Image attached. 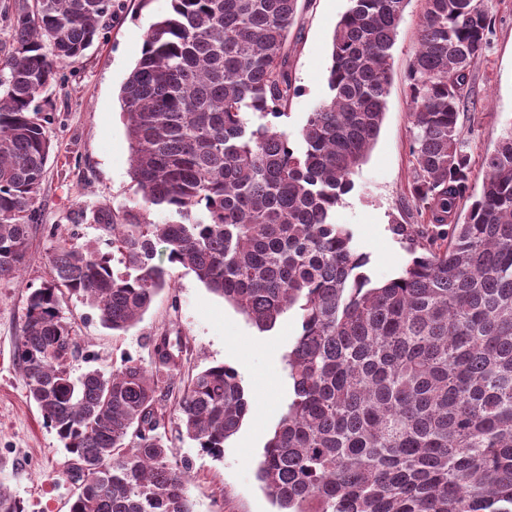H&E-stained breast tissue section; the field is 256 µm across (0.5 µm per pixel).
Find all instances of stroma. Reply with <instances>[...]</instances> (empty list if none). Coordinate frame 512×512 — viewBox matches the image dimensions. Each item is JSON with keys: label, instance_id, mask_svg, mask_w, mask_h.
Masks as SVG:
<instances>
[{"label": "stroma", "instance_id": "35a3bbf8", "mask_svg": "<svg viewBox=\"0 0 512 512\" xmlns=\"http://www.w3.org/2000/svg\"><path fill=\"white\" fill-rule=\"evenodd\" d=\"M349 0H312L299 11L289 35V73L298 92L288 105L289 133H298L308 112L327 94L332 35ZM493 34L485 57L471 71V104L459 124L469 130L473 178L480 161L512 129V0H488ZM424 0H410L392 50V84L380 133L353 176L354 188L336 209V221L365 254L373 283H384L410 261L411 240L425 227L411 196V105L406 75L418 49L415 32ZM171 0H112V18L83 58L61 66L56 83L39 96L49 105L46 128L51 155L30 229L31 261L19 277L0 279V481L23 512H68L74 488L68 457L55 431L44 425L15 359L30 293L51 279L45 255L53 234L75 236L79 245L101 247L94 225L75 223L92 205L121 208L140 194L129 170L130 148L119 90L142 54L150 25L167 15ZM63 313L79 350L73 375L110 371L122 359L151 360L154 337L168 335L183 347L182 371L225 364L236 370L250 410L239 430L215 456L182 436L178 420L166 425L171 454L189 467L194 512H277L258 478V463L292 396L288 353L301 331L295 312L260 332L233 305L209 292L193 274L176 269L172 285L154 299L142 319L116 336L88 305L65 298Z\"/></svg>", "mask_w": 512, "mask_h": 512}]
</instances>
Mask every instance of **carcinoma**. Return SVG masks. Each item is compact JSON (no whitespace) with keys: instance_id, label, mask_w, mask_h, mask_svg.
<instances>
[{"instance_id":"obj_1","label":"carcinoma","mask_w":512,"mask_h":512,"mask_svg":"<svg viewBox=\"0 0 512 512\" xmlns=\"http://www.w3.org/2000/svg\"><path fill=\"white\" fill-rule=\"evenodd\" d=\"M332 37L327 96L293 141L288 36L299 0H171L121 87L141 201L81 211L109 250L59 237L52 280L28 297L15 359L77 487L68 512H194L164 441L182 348L158 337L148 366L71 375L61 301L115 333L195 275L261 332L294 310L293 396L259 463L283 512H512V130L472 188L459 126L492 26L486 0H425L408 72L412 198L430 233L399 275L372 284L336 207L375 143L410 0H349ZM110 0H12L0 59V278L29 259L50 156L36 104L80 60ZM472 199L466 213L460 201ZM156 212L161 220L147 219ZM165 246L167 263L156 260ZM118 260L124 272L114 273ZM249 402L224 365L187 377L181 429L213 453Z\"/></svg>"}]
</instances>
